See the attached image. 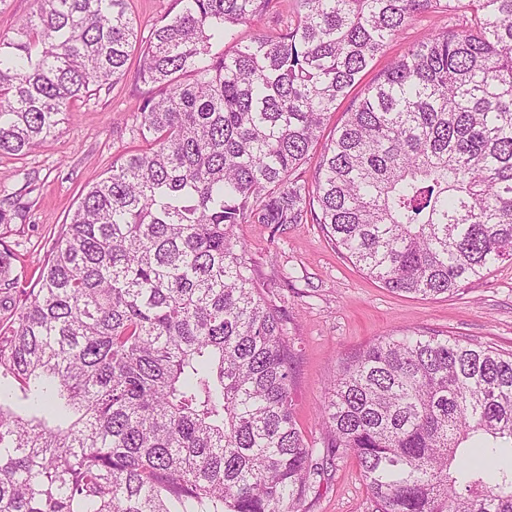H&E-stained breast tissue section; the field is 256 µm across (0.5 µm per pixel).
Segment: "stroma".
Instances as JSON below:
<instances>
[{"label":"stroma","instance_id":"obj_1","mask_svg":"<svg viewBox=\"0 0 512 512\" xmlns=\"http://www.w3.org/2000/svg\"><path fill=\"white\" fill-rule=\"evenodd\" d=\"M447 23V14L424 15L376 60L369 76ZM136 72V62H129L119 82L76 102L59 134L26 156L0 157V192L18 189L23 175L32 179L26 219L0 224V240L14 250L25 275L47 259L84 187L135 148L131 126L149 91ZM236 236L246 244L255 278L280 312L293 345V411L308 443L319 445L326 438L317 412L340 359L381 337L434 330L512 353V261L490 267L455 294L422 297L391 292L367 276L318 224H291L276 233L264 224H242ZM372 509L350 455L335 460L328 481L305 506L306 512Z\"/></svg>","mask_w":512,"mask_h":512}]
</instances>
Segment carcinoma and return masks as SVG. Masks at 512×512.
I'll return each mask as SVG.
<instances>
[{
  "mask_svg": "<svg viewBox=\"0 0 512 512\" xmlns=\"http://www.w3.org/2000/svg\"><path fill=\"white\" fill-rule=\"evenodd\" d=\"M36 0L0 36V155L124 76L146 143L88 185L36 287L0 242V512H305L352 454L375 512H512V355L424 331L344 358L310 445L239 224H321L394 293L512 261V0ZM448 12L371 82L418 18ZM258 32L248 40L239 28ZM363 86L297 174L331 113ZM19 191L0 224L23 215ZM134 15L139 23L149 24L153 18L163 12L169 5V0H131Z\"/></svg>",
  "mask_w": 512,
  "mask_h": 512,
  "instance_id": "carcinoma-1",
  "label": "carcinoma"
}]
</instances>
